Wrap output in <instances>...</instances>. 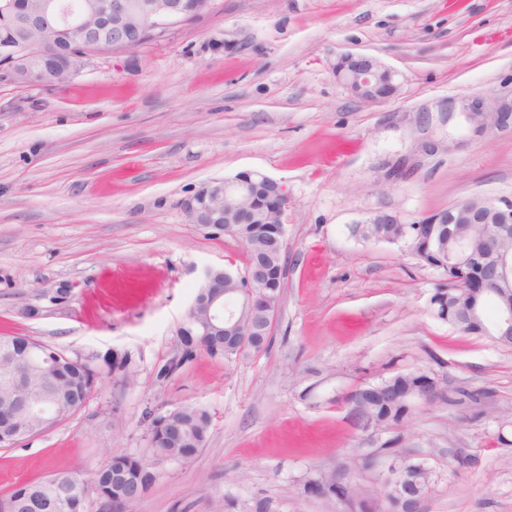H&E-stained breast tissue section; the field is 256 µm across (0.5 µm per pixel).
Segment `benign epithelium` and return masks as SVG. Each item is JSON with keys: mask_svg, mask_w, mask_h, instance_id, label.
Returning <instances> with one entry per match:
<instances>
[{"mask_svg": "<svg viewBox=\"0 0 512 512\" xmlns=\"http://www.w3.org/2000/svg\"><path fill=\"white\" fill-rule=\"evenodd\" d=\"M214 0H83L73 6L65 0H6L0 5V17L7 20L13 40L0 45V84L51 85L52 76L42 68L48 53L44 37L64 32L77 50L62 45L61 52L69 57L64 73L78 74L92 57L106 52L131 51L140 46L144 33H166L183 24L188 15L202 18L211 13ZM336 79L355 97L368 102H381L393 97L397 90V73L384 66L377 58L362 53H347L336 61ZM461 111L469 121L477 122L484 131L490 126L512 121V101L502 102L496 111H482L481 102H462ZM235 189L242 201L259 195L278 199L276 223L285 224L290 196L286 185L266 175L255 173L248 177L211 181L203 184L184 202V210L193 224H204L226 236L239 238L238 227L252 223L244 210L228 209L224 200L226 187ZM432 224H478L493 249L488 252H469L462 248L448 254V262L465 263L479 268V278L485 283L481 303L473 307L470 319L486 325L485 306L493 301L497 320L488 328L494 335L512 333V301L504 289L512 288V251L503 252L500 242L512 241V198L472 196L457 201L442 212L426 217ZM285 237L275 238L264 255H256L247 264L245 273L235 276L226 269L209 268L204 271L200 292L193 299L188 314L200 306L206 308L201 333H222L238 339L240 354L259 352L256 341L273 333L279 313L280 279L272 268L281 253ZM263 301L264 316L245 323V316L255 303ZM0 354L19 360L15 371L3 376V384L17 393L25 386V368L33 363L51 364L50 357L39 347H27L18 354L3 345ZM0 405L42 416L47 423H56L55 410L47 402L8 397ZM31 437L26 423L10 419L0 434V446L12 448Z\"/></svg>", "mask_w": 512, "mask_h": 512, "instance_id": "1", "label": "benign epithelium"}]
</instances>
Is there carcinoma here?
<instances>
[{"label": "carcinoma", "mask_w": 512, "mask_h": 512, "mask_svg": "<svg viewBox=\"0 0 512 512\" xmlns=\"http://www.w3.org/2000/svg\"><path fill=\"white\" fill-rule=\"evenodd\" d=\"M363 239L398 243L407 238V226L392 222L390 224H369L362 228ZM429 237L428 252L422 261L442 271L444 275L430 301L437 302L438 318L445 319L446 307H451L454 318L448 324L456 326L465 317V307L469 301V291L480 287L478 280L467 274L466 269L444 265L448 257V235L438 224H430L426 229ZM181 343L178 359L169 369L191 360L194 353L203 350L213 357L229 358L237 355L231 348H225L210 336H199L191 322H184L177 330ZM52 366H30L26 370L29 381V396H52L60 408V420L71 416L81 404L90 397L99 382V372L95 368L81 365L74 358L54 349L50 355ZM434 383L440 390L441 401L445 403L461 402L465 399L477 403L480 395L468 393L453 386L448 378H438L422 370L398 374L375 385L357 388L361 395L358 413L374 426L398 427L407 422L419 408L410 404L409 397L421 391L426 385ZM209 413L198 407H182L176 414L160 415L153 421L149 433L153 454L159 460L177 461L191 464L197 453L207 442L210 428ZM398 477L415 485L422 496H427L435 482L436 474L428 463L409 455H398ZM350 473L338 472L312 473L303 478L298 485L299 494L330 500L342 494L350 504L349 512H401L396 499L378 497L357 481L361 473L373 470V453L359 454L352 458ZM120 470L131 485H140L149 491L157 479L151 462L128 453H115L90 481L79 484L80 492L69 497L66 492L76 480L68 473H57L52 479L57 481L52 494L42 495L46 481L25 483L14 487L7 497L32 501L30 506L19 512H82L89 498L100 502V512H112V499L125 493V489L112 483V471Z\"/></svg>", "instance_id": "cac0c4a2"}]
</instances>
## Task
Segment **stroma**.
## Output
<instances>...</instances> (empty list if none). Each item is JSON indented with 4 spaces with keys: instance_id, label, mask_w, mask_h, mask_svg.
I'll return each mask as SVG.
<instances>
[{
    "instance_id": "1",
    "label": "stroma",
    "mask_w": 512,
    "mask_h": 512,
    "mask_svg": "<svg viewBox=\"0 0 512 512\" xmlns=\"http://www.w3.org/2000/svg\"><path fill=\"white\" fill-rule=\"evenodd\" d=\"M345 53L396 71V95L354 97L334 74ZM465 98L487 112L512 99V0H215L66 83L0 85V335L93 357L101 376L70 419L0 449V498L60 471L91 479L117 451L150 457L152 416L194 406L211 416L205 447L157 464L132 512H251L262 497L337 512L297 487L370 450L344 397L424 369L489 398L380 433L438 472L423 512H512V348L438 319L443 275L406 242L355 232L375 211L410 225L465 197L512 198V125L474 132ZM242 172L291 197L271 343L161 375L205 269L246 262L182 202Z\"/></svg>"
}]
</instances>
